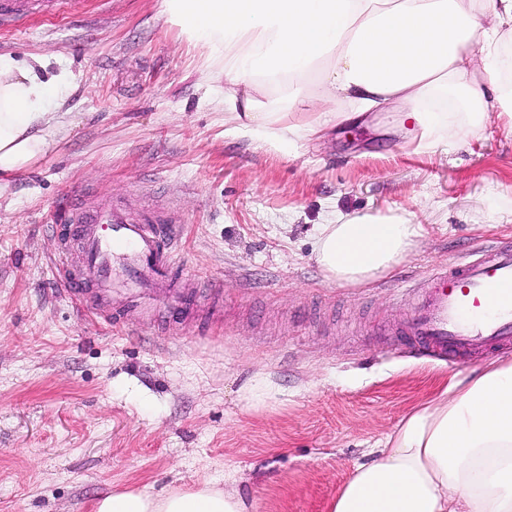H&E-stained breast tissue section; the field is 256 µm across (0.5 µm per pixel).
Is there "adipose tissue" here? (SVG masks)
<instances>
[{
  "mask_svg": "<svg viewBox=\"0 0 512 512\" xmlns=\"http://www.w3.org/2000/svg\"><path fill=\"white\" fill-rule=\"evenodd\" d=\"M164 13L202 52L207 94L225 114L281 147L340 118L391 102L427 146L479 128L494 109L512 132V84L500 82L512 0H163ZM42 57L0 54V190L56 144L69 73L43 77ZM277 88L265 100L267 88ZM445 94L468 106L463 124L418 105ZM416 225L397 216L336 215L316 227L326 279L363 286L414 250ZM330 512H512V360L455 380L410 413L370 462L359 464ZM93 512H247L236 493L195 489L112 493Z\"/></svg>",
  "mask_w": 512,
  "mask_h": 512,
  "instance_id": "obj_1",
  "label": "adipose tissue"
}]
</instances>
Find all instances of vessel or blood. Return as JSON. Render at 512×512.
I'll use <instances>...</instances> for the list:
<instances>
[{"instance_id":"obj_1","label":"vessel or blood","mask_w":512,"mask_h":512,"mask_svg":"<svg viewBox=\"0 0 512 512\" xmlns=\"http://www.w3.org/2000/svg\"><path fill=\"white\" fill-rule=\"evenodd\" d=\"M64 8L65 0H0V30ZM180 234L159 212L135 213L109 201L90 210L71 203L58 229L54 278L66 296L92 302L112 325L150 318L160 307L169 322L184 323L195 313L196 299L174 287L185 272ZM72 241L81 252L76 267L69 259ZM401 333L410 351L452 361L473 351L512 347V246H487L440 270L421 287Z\"/></svg>"}]
</instances>
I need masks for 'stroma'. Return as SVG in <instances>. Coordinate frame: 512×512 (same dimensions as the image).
Listing matches in <instances>:
<instances>
[{
  "mask_svg": "<svg viewBox=\"0 0 512 512\" xmlns=\"http://www.w3.org/2000/svg\"><path fill=\"white\" fill-rule=\"evenodd\" d=\"M0 53L49 60L74 85L53 153L0 193V512H92L104 494L209 479L250 512H328L352 468L453 377L396 331L407 285L512 242V133L497 113L447 150L392 102L278 149L206 100L211 76L163 0H71L0 32ZM164 211L200 290L204 328H115L59 292L52 230L72 194ZM421 227L395 273L327 280L315 229L336 213ZM267 376L276 398L252 401Z\"/></svg>",
  "mask_w": 512,
  "mask_h": 512,
  "instance_id": "35a3bbf8",
  "label": "stroma"
}]
</instances>
